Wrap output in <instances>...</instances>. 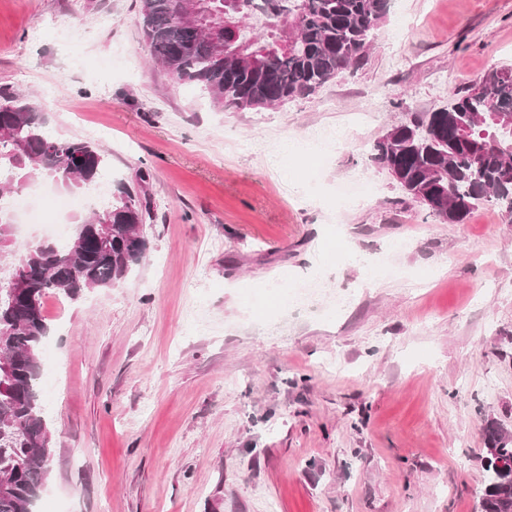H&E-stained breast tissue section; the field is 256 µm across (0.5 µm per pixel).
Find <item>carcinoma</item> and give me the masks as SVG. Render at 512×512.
Masks as SVG:
<instances>
[{
  "label": "carcinoma",
  "instance_id": "cac0c4a2",
  "mask_svg": "<svg viewBox=\"0 0 512 512\" xmlns=\"http://www.w3.org/2000/svg\"><path fill=\"white\" fill-rule=\"evenodd\" d=\"M151 61L228 109L283 105L357 66L389 0H139ZM512 66L489 69L448 106L391 126L374 162L433 217L460 224L482 202L512 214ZM42 105L0 92V197L38 174L67 193L94 185L106 154L78 138H50ZM147 203L120 184L111 203L75 222L58 244L20 240L0 209V512H36L54 436L44 413L39 350L50 334L49 294L75 299L110 288L145 258ZM25 277V287L13 280ZM486 486L479 512H512V434L484 426ZM503 465H497V462Z\"/></svg>",
  "mask_w": 512,
  "mask_h": 512
}]
</instances>
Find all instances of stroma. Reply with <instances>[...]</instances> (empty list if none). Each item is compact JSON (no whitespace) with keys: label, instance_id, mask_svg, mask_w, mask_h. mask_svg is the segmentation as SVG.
<instances>
[{"label":"stroma","instance_id":"obj_1","mask_svg":"<svg viewBox=\"0 0 512 512\" xmlns=\"http://www.w3.org/2000/svg\"><path fill=\"white\" fill-rule=\"evenodd\" d=\"M148 54L139 0H0V89L151 214L124 281L44 300L38 512H478L483 420L512 432V215L439 223L370 154L512 65V0H390L357 69L276 107L216 109ZM338 128L327 158L272 152Z\"/></svg>","mask_w":512,"mask_h":512}]
</instances>
